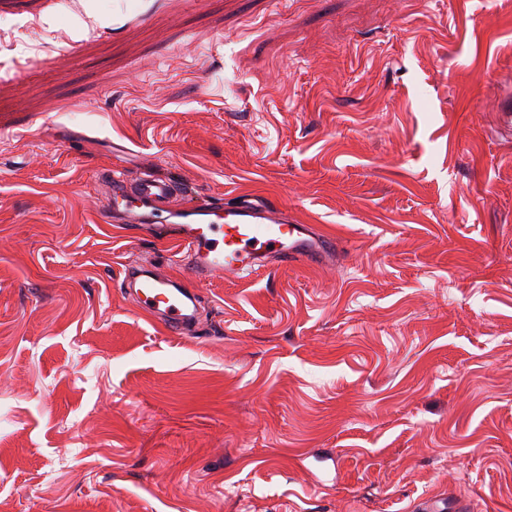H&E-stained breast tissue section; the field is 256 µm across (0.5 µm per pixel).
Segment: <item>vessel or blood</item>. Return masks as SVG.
<instances>
[{"label":"vessel or blood","instance_id":"vessel-or-blood-1","mask_svg":"<svg viewBox=\"0 0 512 512\" xmlns=\"http://www.w3.org/2000/svg\"><path fill=\"white\" fill-rule=\"evenodd\" d=\"M111 199L129 223L180 247V260L196 282L221 272L241 279L271 263L315 264L334 243L309 225L291 223L287 213L262 203L203 205L183 197L178 183L155 174L111 179ZM121 292L137 309L185 335L197 328V295L184 281L150 262L127 265Z\"/></svg>","mask_w":512,"mask_h":512}]
</instances>
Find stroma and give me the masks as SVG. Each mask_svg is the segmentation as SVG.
Segmentation results:
<instances>
[{
  "label": "stroma",
  "mask_w": 512,
  "mask_h": 512,
  "mask_svg": "<svg viewBox=\"0 0 512 512\" xmlns=\"http://www.w3.org/2000/svg\"><path fill=\"white\" fill-rule=\"evenodd\" d=\"M512 0H0V512H512ZM331 259L120 292L102 169ZM121 292L137 309L157 317L176 335L197 328V295L184 281L161 272L152 262L129 264Z\"/></svg>",
  "instance_id": "stroma-1"
}]
</instances>
